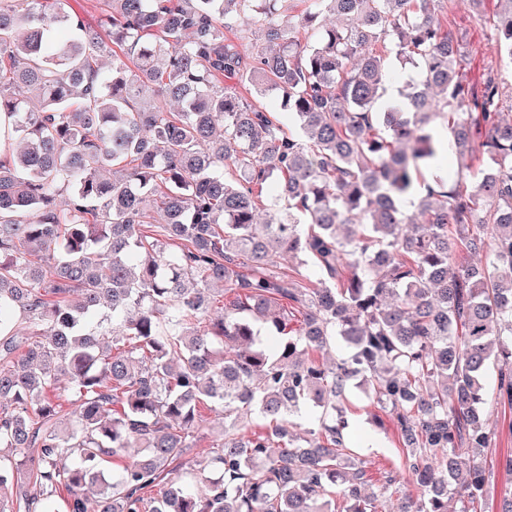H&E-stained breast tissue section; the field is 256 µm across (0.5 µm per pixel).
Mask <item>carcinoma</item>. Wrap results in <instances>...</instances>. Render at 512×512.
I'll use <instances>...</instances> for the list:
<instances>
[{"mask_svg":"<svg viewBox=\"0 0 512 512\" xmlns=\"http://www.w3.org/2000/svg\"><path fill=\"white\" fill-rule=\"evenodd\" d=\"M490 1L512 63V0L466 3L481 18ZM104 2L95 29L68 0H0V512H58L63 487L66 512H87V486L96 512H336L338 494L378 512L399 479L373 482L345 440L357 377L420 491L390 512H473L485 402L512 410V113L496 78L470 83L436 0H307L300 42L290 0ZM236 22L266 45L245 53ZM380 43L424 74L399 99L382 100L402 71ZM443 152L456 177L420 192ZM278 251L309 274L280 275ZM461 251L488 262L457 265ZM339 340L348 357L309 358ZM204 404L224 439L203 460L218 477L197 482L172 464ZM303 405L314 439L295 433ZM122 448L136 460L105 469ZM499 469L497 512H512L511 451Z\"/></svg>","mask_w":512,"mask_h":512,"instance_id":"cac0c4a2","label":"carcinoma"}]
</instances>
